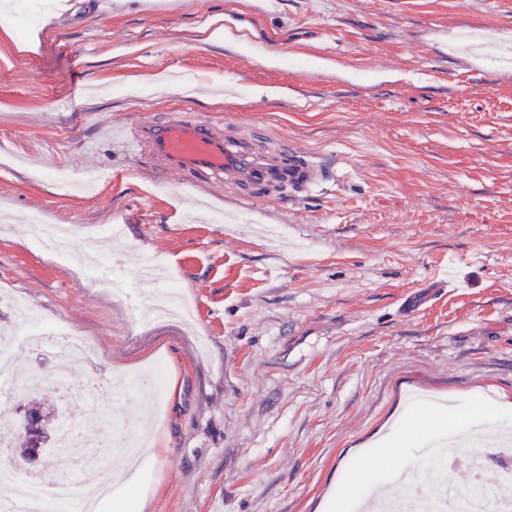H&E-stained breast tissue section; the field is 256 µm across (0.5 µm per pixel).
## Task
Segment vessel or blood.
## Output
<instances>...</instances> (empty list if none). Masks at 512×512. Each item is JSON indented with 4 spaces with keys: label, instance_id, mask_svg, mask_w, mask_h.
<instances>
[{
    "label": "vessel or blood",
    "instance_id": "vessel-or-blood-1",
    "mask_svg": "<svg viewBox=\"0 0 512 512\" xmlns=\"http://www.w3.org/2000/svg\"><path fill=\"white\" fill-rule=\"evenodd\" d=\"M112 136L135 157L150 160L158 180L172 174L248 206L285 204L328 179L320 162L287 140L255 130L238 133L232 123L181 108L113 127Z\"/></svg>",
    "mask_w": 512,
    "mask_h": 512
}]
</instances>
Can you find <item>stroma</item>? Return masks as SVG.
Masks as SVG:
<instances>
[{"mask_svg":"<svg viewBox=\"0 0 512 512\" xmlns=\"http://www.w3.org/2000/svg\"><path fill=\"white\" fill-rule=\"evenodd\" d=\"M55 2L0 29V334L24 296L33 326L83 339L69 371L96 400L62 402L53 356L16 344L0 440L23 443L32 403L61 407L102 477L114 430L155 444L140 512H320L409 408L512 404V0ZM215 17L221 43L199 32ZM177 103L336 180L188 219L196 188L98 134ZM31 215L68 226L62 254L34 246ZM92 249L112 256L95 275ZM152 254L189 318L152 314Z\"/></svg>","mask_w":512,"mask_h":512,"instance_id":"stroma-1","label":"stroma"}]
</instances>
